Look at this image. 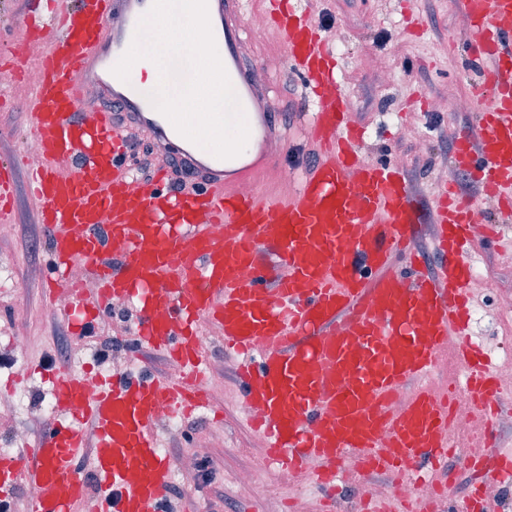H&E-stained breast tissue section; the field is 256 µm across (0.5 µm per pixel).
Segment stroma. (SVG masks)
<instances>
[{
	"instance_id": "1",
	"label": "stroma",
	"mask_w": 512,
	"mask_h": 512,
	"mask_svg": "<svg viewBox=\"0 0 512 512\" xmlns=\"http://www.w3.org/2000/svg\"><path fill=\"white\" fill-rule=\"evenodd\" d=\"M313 23L324 33L341 30L342 43L335 50L342 61L340 78L350 100L355 123L363 127L362 154L373 158H398V146L406 142L410 114L421 115L416 133L424 140L422 165L403 162L401 168L415 193L431 203L430 190L436 180L451 182L452 171L443 170L440 150L444 138L474 123L473 111L454 115L435 112L433 100L455 96L467 98L474 87L484 84L487 74L449 48V41H463L467 29L456 0H318L311 8ZM387 58L396 82L384 81L369 66L370 54ZM251 60L261 68L269 97L279 112L287 113L283 136L272 151L276 164L256 175L251 184L255 193L279 200L292 199L296 184L281 181L282 167H303L304 153L311 144L298 115L311 111L299 80L288 73L286 51L281 36L269 32L265 41L254 45ZM29 88L16 81L10 71L0 72V156H10L33 141L28 121ZM15 218L0 223V258L10 261L8 277L0 278V350L7 349L12 337L9 307L26 304V364H38L44 354L54 353L55 334L64 330L60 315L43 306L42 278L46 272L48 236L28 206L25 179L17 177L14 196ZM481 309L472 318V337L493 357L512 349V312L499 308L495 296H474ZM239 363L236 354L224 355L221 386L208 394L216 411L223 416V441L212 447L216 468L215 485L235 512H286L284 501L243 489L233 484V474L246 469L262 449L260 437L248 424L241 408L243 392L235 378Z\"/></svg>"
}]
</instances>
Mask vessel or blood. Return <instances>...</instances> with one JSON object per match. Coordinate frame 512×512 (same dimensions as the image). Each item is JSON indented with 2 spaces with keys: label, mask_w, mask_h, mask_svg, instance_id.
Masks as SVG:
<instances>
[{
  "label": "vessel or blood",
  "mask_w": 512,
  "mask_h": 512,
  "mask_svg": "<svg viewBox=\"0 0 512 512\" xmlns=\"http://www.w3.org/2000/svg\"><path fill=\"white\" fill-rule=\"evenodd\" d=\"M39 15L25 0L26 29L45 34V77L29 114L42 165L30 171L28 198L49 238L45 305L67 293L75 335L92 334L113 303L135 309V340L175 361L181 379L140 371L104 375L94 394L77 370L53 371V423L32 450L0 454V501L21 483L37 495L28 512H74L96 493L98 512H160L173 480L154 428L156 396L169 394L182 415L206 403L207 359L198 343L209 323L224 343L246 355L238 381L263 451L285 473L320 458L312 476L328 490L338 459L354 455L361 471L448 464V417L467 403L472 431L487 440L500 386L497 366L469 338L468 291L474 268L475 198L437 186L426 215L398 163L363 162V132L350 119L330 41L308 20L305 0H266L282 34L288 72L314 104L306 121L317 161L304 170L297 198L283 203L239 192L254 171L272 166L265 150L278 130L260 105L259 80L240 51L243 0H207L220 59L245 113L244 151L220 159L181 136L136 81L112 69L130 47L152 0H48ZM469 21L459 50L488 73L485 105L475 124L458 130L452 155L502 206L512 223V0H458ZM118 103L132 126L174 147L198 190L172 189L159 166L138 188L129 171V142L111 113L80 108L84 87ZM432 221L440 262L427 270L412 249L417 227ZM122 241L113 254L109 245ZM404 266L390 273L394 255ZM82 268L96 281L85 294L72 280ZM454 351L464 385L425 380ZM419 380L405 406L391 412L395 391ZM90 454L91 475L76 465ZM478 463L483 487L512 479V452L490 449Z\"/></svg>",
  "instance_id": "obj_1"
}]
</instances>
